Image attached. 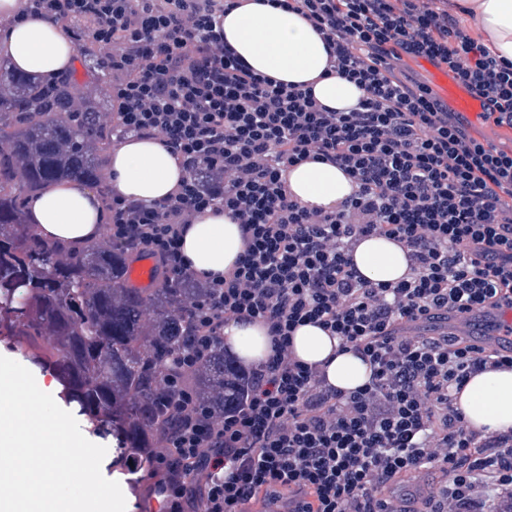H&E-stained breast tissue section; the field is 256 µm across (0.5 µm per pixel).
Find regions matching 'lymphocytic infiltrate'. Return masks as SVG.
<instances>
[{
    "instance_id": "lymphocytic-infiltrate-1",
    "label": "lymphocytic infiltrate",
    "mask_w": 512,
    "mask_h": 512,
    "mask_svg": "<svg viewBox=\"0 0 512 512\" xmlns=\"http://www.w3.org/2000/svg\"><path fill=\"white\" fill-rule=\"evenodd\" d=\"M321 35L329 73L363 95L349 111L311 84L254 72L221 20L244 0H25L100 50L112 141L159 139L185 176L173 196L112 198L107 239L149 257L165 286L199 288L179 314L187 345L159 386L176 425L160 431L140 473L119 458L139 512H512V429L472 428L457 405L471 376L512 368V345L431 323L474 309L512 311V152L471 135L430 85L395 64L424 59L477 99L484 122L512 129V62L492 54L450 0H276ZM324 161L353 193L325 208L288 188L298 164ZM239 224L244 250L224 274L199 277L181 241L194 216ZM402 249L408 271L381 284L354 263L366 238ZM258 323L268 358L224 354L223 412L190 378L224 343L229 322ZM315 324L360 355L371 378L342 391L326 363L293 350ZM445 474L419 508L396 485Z\"/></svg>"
}]
</instances>
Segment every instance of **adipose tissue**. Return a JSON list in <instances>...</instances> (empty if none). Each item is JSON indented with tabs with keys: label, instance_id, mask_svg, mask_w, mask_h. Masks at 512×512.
Instances as JSON below:
<instances>
[{
	"label": "adipose tissue",
	"instance_id": "1",
	"mask_svg": "<svg viewBox=\"0 0 512 512\" xmlns=\"http://www.w3.org/2000/svg\"><path fill=\"white\" fill-rule=\"evenodd\" d=\"M462 4L472 11L471 22L484 35L486 45L512 61V0H462ZM223 28L225 39L256 72L286 83H312L316 99L331 108L346 110L356 104L359 89L325 75V46L300 17L263 0H247L225 16ZM0 56L10 61L15 72L54 82L73 71L79 52L64 22L26 14L23 0H0ZM105 173L115 194L145 203L170 198L182 177L176 159L156 139L113 148ZM288 181L301 199L322 205L352 191L341 171L326 163H302ZM26 212L29 223L47 240L84 246L102 237L105 203L83 181L48 185L28 199ZM242 248L238 224L209 212L193 218L182 242L186 264L202 276L230 268ZM355 262L361 274L375 282L396 280L407 270L400 248L379 237L360 243ZM224 341L247 364L264 361L271 347L267 330L258 324L229 323ZM338 346V339L312 325L300 327L294 336L298 358L327 362L328 379L336 388L352 391L366 384L369 365L352 352L339 351ZM460 404L473 427L512 428V370L472 377Z\"/></svg>",
	"mask_w": 512,
	"mask_h": 512
}]
</instances>
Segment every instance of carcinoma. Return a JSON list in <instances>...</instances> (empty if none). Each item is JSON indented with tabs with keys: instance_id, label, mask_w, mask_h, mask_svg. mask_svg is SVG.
I'll use <instances>...</instances> for the list:
<instances>
[{
	"instance_id": "cac0c4a2",
	"label": "carcinoma",
	"mask_w": 512,
	"mask_h": 512,
	"mask_svg": "<svg viewBox=\"0 0 512 512\" xmlns=\"http://www.w3.org/2000/svg\"><path fill=\"white\" fill-rule=\"evenodd\" d=\"M67 79L53 93L0 66V332L54 368L64 393L99 432L149 448L168 425L157 387L179 343L177 311L200 288H133L128 257L112 247L73 250L42 240L23 196L64 179L99 180L108 140L100 117L68 119ZM198 394L224 412V351L195 375Z\"/></svg>"
}]
</instances>
